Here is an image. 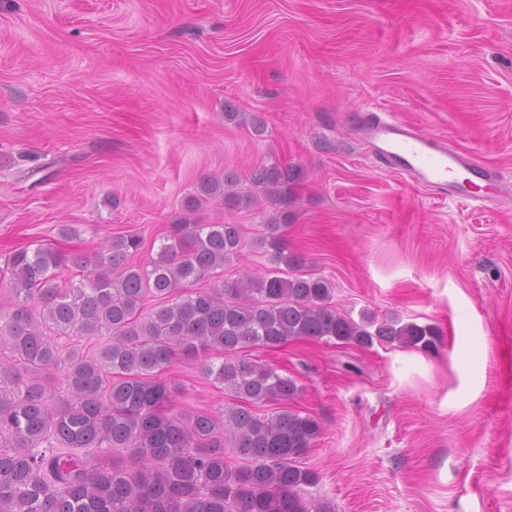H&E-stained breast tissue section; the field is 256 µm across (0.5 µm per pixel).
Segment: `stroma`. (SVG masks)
I'll return each mask as SVG.
<instances>
[{
  "instance_id": "obj_1",
  "label": "stroma",
  "mask_w": 512,
  "mask_h": 512,
  "mask_svg": "<svg viewBox=\"0 0 512 512\" xmlns=\"http://www.w3.org/2000/svg\"><path fill=\"white\" fill-rule=\"evenodd\" d=\"M396 113L512 183V0H0V299L8 254L155 257L170 225H240L223 277L263 273L285 214L302 270L353 319L437 326L438 352L291 340L245 357L301 391L321 432L306 497L335 512H512V198L435 196L387 169L354 113ZM258 118L264 129L225 120ZM293 172L287 205L192 206L202 177ZM69 236H61L62 226ZM175 411H223L198 362Z\"/></svg>"
}]
</instances>
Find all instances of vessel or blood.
I'll list each match as a JSON object with an SVG mask.
<instances>
[{
	"instance_id": "b4317fda",
	"label": "vessel or blood",
	"mask_w": 512,
	"mask_h": 512,
	"mask_svg": "<svg viewBox=\"0 0 512 512\" xmlns=\"http://www.w3.org/2000/svg\"><path fill=\"white\" fill-rule=\"evenodd\" d=\"M354 123L377 159L445 196L470 200V192L462 189L453 177L458 170L468 174L470 182L496 184L494 172L485 164L449 148L442 140L420 134L393 115L361 112Z\"/></svg>"
}]
</instances>
